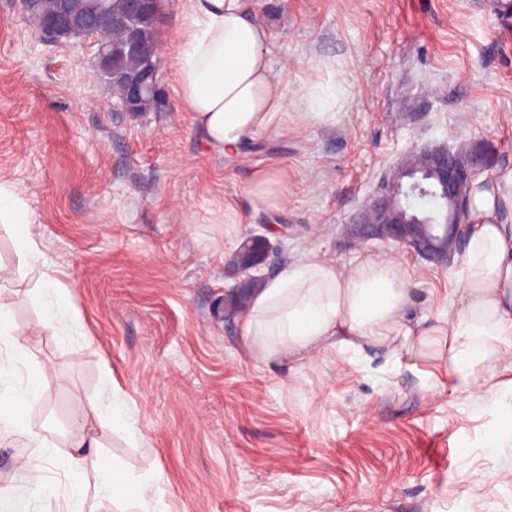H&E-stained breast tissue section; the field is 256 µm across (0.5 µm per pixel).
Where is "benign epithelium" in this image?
<instances>
[{
  "label": "benign epithelium",
  "mask_w": 512,
  "mask_h": 512,
  "mask_svg": "<svg viewBox=\"0 0 512 512\" xmlns=\"http://www.w3.org/2000/svg\"><path fill=\"white\" fill-rule=\"evenodd\" d=\"M158 15V0H128V19L151 22ZM123 22V18L109 11L103 0L84 12L74 10L69 0H61L58 10L35 17L40 30L56 41L95 37L98 66L103 71L108 70L111 56L105 33ZM158 76L159 67L154 64L128 78L126 111H138L141 102L157 92ZM479 173L477 160L462 159L457 149L446 144L424 145L412 151L390 171L362 213L361 236L367 241L392 242L424 260L447 266L448 257L459 252L467 238V190ZM429 193L436 195L442 204L437 214L439 227L433 230L418 219L419 213L407 207L408 201ZM243 248L245 261L238 271L244 277L231 289V293L239 296L249 293L255 280L250 271L265 265L273 243L264 233L252 234Z\"/></svg>",
  "instance_id": "benign-epithelium-1"
}]
</instances>
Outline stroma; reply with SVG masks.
Here are the masks:
<instances>
[{
  "instance_id": "obj_1",
  "label": "stroma",
  "mask_w": 512,
  "mask_h": 512,
  "mask_svg": "<svg viewBox=\"0 0 512 512\" xmlns=\"http://www.w3.org/2000/svg\"><path fill=\"white\" fill-rule=\"evenodd\" d=\"M499 0H253L273 70L296 102L315 82L336 111L246 145L212 148L183 112L173 59L183 0H161L160 101L127 112L93 73V39L46 38L21 0H0V181L36 219L48 264L25 258L0 223V306L33 362L0 346V387L38 395L17 412L53 428L49 448L0 434V490L18 512H71L50 463L79 439L149 481L151 512H512V355L462 391L437 352L314 364L263 359L219 311L241 241L269 227L259 274L306 252L350 269L396 255L414 318L432 322L460 282L353 223L390 167L425 143L464 146L483 173L512 175V13ZM281 172L288 202L256 212L254 173ZM237 208L236 224L213 212ZM70 318L42 327L46 278ZM118 400L124 416L91 407ZM52 491L35 498L27 470Z\"/></svg>"
}]
</instances>
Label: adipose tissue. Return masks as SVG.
I'll return each mask as SVG.
<instances>
[{"instance_id":"adipose-tissue-1","label":"adipose tissue","mask_w":512,"mask_h":512,"mask_svg":"<svg viewBox=\"0 0 512 512\" xmlns=\"http://www.w3.org/2000/svg\"><path fill=\"white\" fill-rule=\"evenodd\" d=\"M189 24L175 57V92L193 125L210 145L234 150L263 134L282 131L289 106L282 80L274 73L269 34L253 13L252 0H186ZM470 209L467 247L457 256L461 286L448 309L431 324L412 319L410 290L399 261L369 259L349 270L309 253L285 264L264 282L242 316L241 336L264 357H296L310 362L324 351L366 353L386 349L390 357L424 356L443 348L462 389L474 386L493 362L512 352V177H485ZM253 210L285 206L288 186L279 172H256L248 189ZM0 222L14 225L24 255L42 253L29 227L32 213L12 186L0 183ZM30 378L24 394L0 392V425L45 448L40 430L19 422L12 407L20 396H35ZM58 465L71 476L77 499L88 492L106 500H145L148 482L112 470H88L85 457L65 453Z\"/></svg>"}]
</instances>
